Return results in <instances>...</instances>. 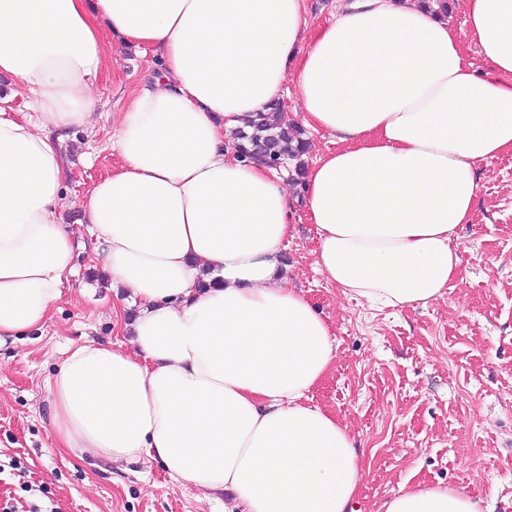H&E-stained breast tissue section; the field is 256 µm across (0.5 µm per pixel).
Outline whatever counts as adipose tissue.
Here are the masks:
<instances>
[{"instance_id": "adipose-tissue-1", "label": "adipose tissue", "mask_w": 512, "mask_h": 512, "mask_svg": "<svg viewBox=\"0 0 512 512\" xmlns=\"http://www.w3.org/2000/svg\"><path fill=\"white\" fill-rule=\"evenodd\" d=\"M466 2L481 76L420 0H351L318 28L306 0H0V77L29 108L0 106V344L42 330L73 272L56 132L96 110L103 31L161 64L119 115L122 167L80 204L113 288L138 305L121 323L134 351H68L48 382L58 447L157 462L238 512H352L356 443L309 399L334 334L281 275V177L239 158L231 135L294 85L306 126L341 144L305 180L318 269L380 308L443 296L478 169L512 151V0ZM381 512L480 509L416 486Z\"/></svg>"}]
</instances>
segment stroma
I'll return each instance as SVG.
<instances>
[{
    "label": "stroma",
    "instance_id": "1",
    "mask_svg": "<svg viewBox=\"0 0 512 512\" xmlns=\"http://www.w3.org/2000/svg\"><path fill=\"white\" fill-rule=\"evenodd\" d=\"M107 47L94 123L63 142L61 217L78 244L74 273L41 331L0 345V512H224L223 496L174 482L158 463H115L53 444L48 381L67 351L91 342L131 349L116 328L124 297L96 263L99 245L78 223L76 204L121 166L115 118L157 63L145 47ZM281 106L303 128L306 165L338 149L327 133L305 128L296 94ZM479 184L473 219L457 229L456 280L442 297L405 309L371 307L327 282L315 265L304 188L287 187L295 216L283 271L332 325L336 357L309 397L360 447L353 512H377L419 484L463 490L482 512H512V152L483 165Z\"/></svg>",
    "mask_w": 512,
    "mask_h": 512
}]
</instances>
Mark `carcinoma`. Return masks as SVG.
<instances>
[{
	"instance_id": "carcinoma-1",
	"label": "carcinoma",
	"mask_w": 512,
	"mask_h": 512,
	"mask_svg": "<svg viewBox=\"0 0 512 512\" xmlns=\"http://www.w3.org/2000/svg\"><path fill=\"white\" fill-rule=\"evenodd\" d=\"M233 140L234 148L241 157L271 168L281 166L285 156L297 161L291 181L301 183L304 164L300 157L305 152L306 142L299 127L285 120L280 104L273 105L248 128L236 131Z\"/></svg>"
}]
</instances>
